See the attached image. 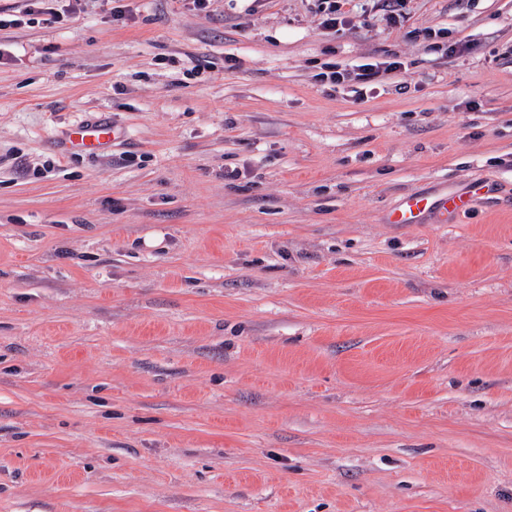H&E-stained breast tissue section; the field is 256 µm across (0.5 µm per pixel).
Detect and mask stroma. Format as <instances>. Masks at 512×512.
I'll use <instances>...</instances> for the list:
<instances>
[{"label": "stroma", "mask_w": 512, "mask_h": 512, "mask_svg": "<svg viewBox=\"0 0 512 512\" xmlns=\"http://www.w3.org/2000/svg\"><path fill=\"white\" fill-rule=\"evenodd\" d=\"M50 8L0 29V512H512V0ZM115 128L108 123H82L69 132L70 151L100 152L115 138ZM433 204L418 196H407L395 218L397 224H416Z\"/></svg>", "instance_id": "35a3bbf8"}]
</instances>
